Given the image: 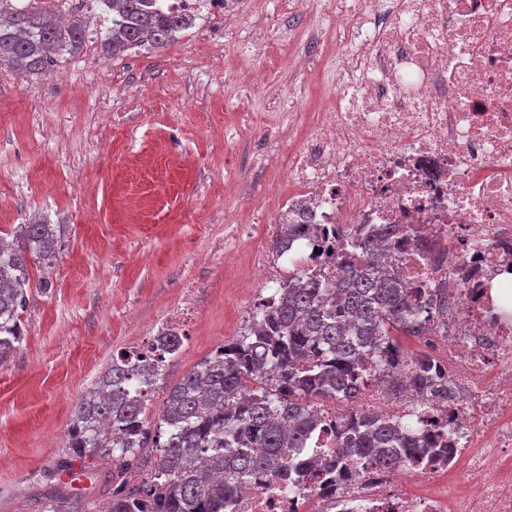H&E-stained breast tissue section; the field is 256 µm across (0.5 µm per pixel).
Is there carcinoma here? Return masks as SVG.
I'll return each instance as SVG.
<instances>
[{
	"mask_svg": "<svg viewBox=\"0 0 512 512\" xmlns=\"http://www.w3.org/2000/svg\"><path fill=\"white\" fill-rule=\"evenodd\" d=\"M112 13L100 33L101 52L119 57L147 46L162 49L198 18L170 12L152 0H101ZM79 21L63 23L56 12L31 0H0V68L29 77L51 73L57 61L86 43ZM300 213L281 224L273 251L313 233ZM13 240L0 238V364L23 336L21 313L31 278L29 264L56 258L54 224H19ZM361 262L329 286L297 273L281 297L262 309L244 334L203 359L167 390L163 408L146 419L147 401L161 380L164 355L181 345L163 336L146 354L123 352L78 401L66 447L87 466L115 461L103 485L104 512H231L245 479L274 466L293 484L306 469L295 457L311 430L319 399L351 402L368 368L398 388L397 375L414 364L408 386L418 393L438 382L431 361L405 354L398 336H422L429 304L411 295L397 276L383 271L380 247L356 241ZM340 448L391 463L415 455L433 459L436 442L403 434L399 423L379 414L350 413L336 428ZM32 512H85L67 489L36 499Z\"/></svg>",
	"mask_w": 512,
	"mask_h": 512,
	"instance_id": "carcinoma-1",
	"label": "carcinoma"
}]
</instances>
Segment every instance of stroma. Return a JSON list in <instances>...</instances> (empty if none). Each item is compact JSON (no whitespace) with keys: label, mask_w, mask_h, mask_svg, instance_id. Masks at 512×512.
<instances>
[{"label":"stroma","mask_w":512,"mask_h":512,"mask_svg":"<svg viewBox=\"0 0 512 512\" xmlns=\"http://www.w3.org/2000/svg\"><path fill=\"white\" fill-rule=\"evenodd\" d=\"M164 49L106 58L96 44L27 80L0 69V231L59 225L53 264L31 262L24 336L0 364V512L99 484L66 448L84 392L184 302L183 348L152 397L237 336L264 292L281 171L335 93L317 0H234ZM46 288H39V281Z\"/></svg>","instance_id":"stroma-1"}]
</instances>
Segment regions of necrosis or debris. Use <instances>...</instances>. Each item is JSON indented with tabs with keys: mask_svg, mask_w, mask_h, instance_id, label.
Returning a JSON list of instances; mask_svg holds the SVG:
<instances>
[{
	"mask_svg": "<svg viewBox=\"0 0 512 512\" xmlns=\"http://www.w3.org/2000/svg\"><path fill=\"white\" fill-rule=\"evenodd\" d=\"M344 46L330 111L287 178L314 235L288 262L323 281L376 239L402 283L448 302L427 328L435 393L374 379L357 403L420 419L443 458L249 478L241 512H512V0H320ZM393 226L384 235V226Z\"/></svg>",
	"mask_w": 512,
	"mask_h": 512,
	"instance_id": "1",
	"label": "necrosis or debris"
}]
</instances>
